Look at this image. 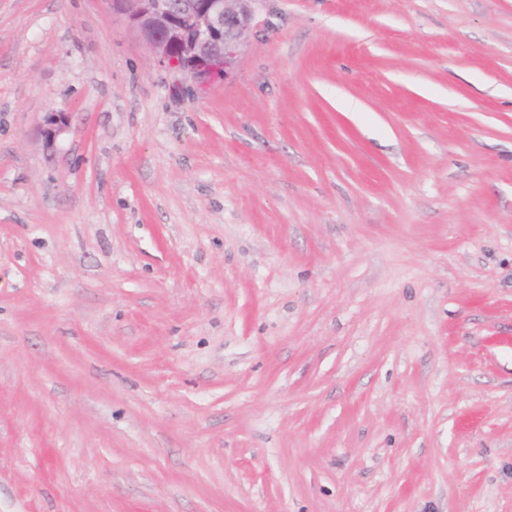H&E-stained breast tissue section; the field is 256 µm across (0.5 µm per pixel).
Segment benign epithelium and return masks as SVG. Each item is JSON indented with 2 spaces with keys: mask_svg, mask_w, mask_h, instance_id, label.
I'll return each mask as SVG.
<instances>
[{
  "mask_svg": "<svg viewBox=\"0 0 512 512\" xmlns=\"http://www.w3.org/2000/svg\"><path fill=\"white\" fill-rule=\"evenodd\" d=\"M170 69L202 85L229 76L253 25L258 0H106Z\"/></svg>",
  "mask_w": 512,
  "mask_h": 512,
  "instance_id": "benign-epithelium-1",
  "label": "benign epithelium"
}]
</instances>
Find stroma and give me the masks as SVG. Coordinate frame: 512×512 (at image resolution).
Listing matches in <instances>:
<instances>
[{
    "instance_id": "35a3bbf8",
    "label": "stroma",
    "mask_w": 512,
    "mask_h": 512,
    "mask_svg": "<svg viewBox=\"0 0 512 512\" xmlns=\"http://www.w3.org/2000/svg\"><path fill=\"white\" fill-rule=\"evenodd\" d=\"M254 24L0 0V512H512V0ZM125 17L159 64L189 73L198 85L230 75L253 25L258 0H105Z\"/></svg>"
}]
</instances>
